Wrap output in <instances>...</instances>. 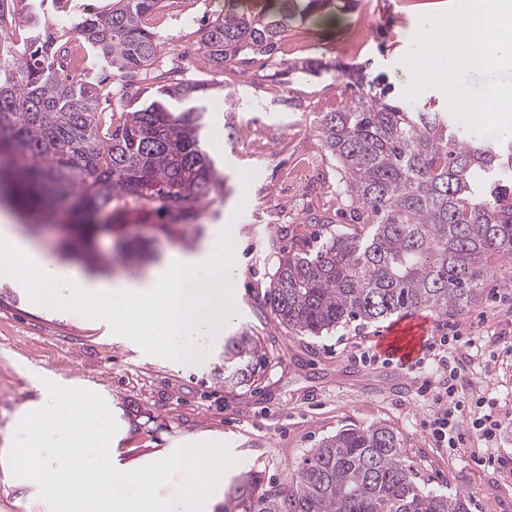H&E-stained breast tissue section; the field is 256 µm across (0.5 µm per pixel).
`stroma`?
Masks as SVG:
<instances>
[{
  "instance_id": "stroma-1",
  "label": "stroma",
  "mask_w": 512,
  "mask_h": 512,
  "mask_svg": "<svg viewBox=\"0 0 512 512\" xmlns=\"http://www.w3.org/2000/svg\"><path fill=\"white\" fill-rule=\"evenodd\" d=\"M185 0H169L147 24L161 43V58L181 67L188 80L200 71L184 65L183 41L200 43L202 17L224 11V0H195L193 22L182 13ZM452 0H357L338 11L334 26L307 23L289 33L279 62L248 67L210 90L209 151L224 174L223 201L208 206L193 224H116L81 247L66 262L85 274L110 277L129 268L147 269L166 250L189 249L217 224L231 228L226 257L241 270L231 285L238 314L224 333L256 337L262 357L254 381L224 383V348L205 363L175 366L141 355L117 341L112 328L82 310L58 315L31 306L0 280V448L11 445L21 409L43 395L41 374L96 388L112 409L118 430L112 462L131 471L166 454L189 438L216 436L233 450V474L251 472L263 484L286 485L309 450L341 428L384 424L398 435L404 458L422 488L464 496L469 512H512V288H492L481 303L460 315L427 312L426 343L449 328L466 337L455 352L460 399L481 402L503 427L494 446L471 434L459 448L441 447L428 423L438 407L422 392L421 379L403 375L378 351L389 325L348 324L322 336L279 325L266 293L282 249L301 241L318 246V225L306 223L308 209L336 199L337 174L316 130L318 112L338 98H354L336 68L338 48L363 25L361 60L370 75L395 91L406 86L400 60L425 13ZM308 58L333 63L317 77L297 78L288 65ZM313 161L314 177L295 183L290 172ZM0 512H49L36 487L0 465Z\"/></svg>"
}]
</instances>
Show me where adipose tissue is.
I'll list each match as a JSON object with an SVG mask.
<instances>
[{
  "mask_svg": "<svg viewBox=\"0 0 512 512\" xmlns=\"http://www.w3.org/2000/svg\"><path fill=\"white\" fill-rule=\"evenodd\" d=\"M224 236V227H216L195 248L170 250L143 274L90 277L50 257L5 211L0 212V277L39 307L110 315L116 336L133 337L142 350L168 363L197 364L237 316L224 287L240 270L224 255Z\"/></svg>",
  "mask_w": 512,
  "mask_h": 512,
  "instance_id": "1",
  "label": "adipose tissue"
}]
</instances>
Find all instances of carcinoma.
I'll list each match as a JSON object with an SVG mask.
<instances>
[{"instance_id":"carcinoma-1","label":"carcinoma","mask_w":512,"mask_h":512,"mask_svg":"<svg viewBox=\"0 0 512 512\" xmlns=\"http://www.w3.org/2000/svg\"><path fill=\"white\" fill-rule=\"evenodd\" d=\"M18 38L0 41V204L66 203L70 229L91 242L114 224H187L224 197V176L204 147L211 85L159 63L145 26L163 0H107L70 31L52 28L30 0ZM336 9L335 0H224L202 50L219 73L273 59L288 33ZM88 52L79 72L67 44ZM358 98L317 116L336 166V209L311 213L326 228L316 251L283 253L266 299L277 322L321 336L351 321L377 322L477 303L488 279L512 288V141L459 137L449 112L411 107L363 69L342 71ZM347 221L350 231L332 226ZM259 371L251 336L224 341V382ZM224 512H468L465 499L427 492L384 424L342 428L311 449L287 486L244 473Z\"/></svg>"}]
</instances>
